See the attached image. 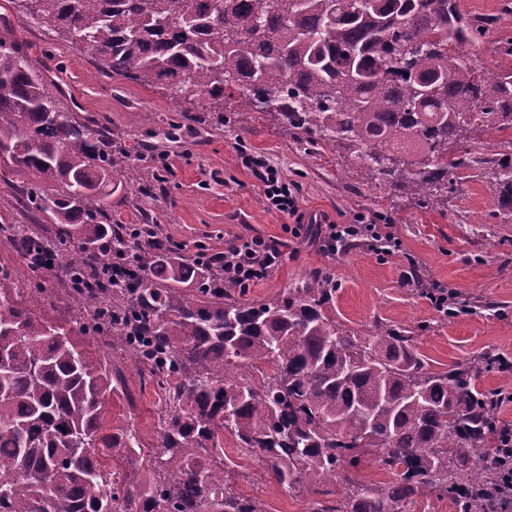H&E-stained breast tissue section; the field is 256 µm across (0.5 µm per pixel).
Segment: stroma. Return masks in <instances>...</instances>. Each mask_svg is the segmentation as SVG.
Segmentation results:
<instances>
[{
    "instance_id": "1",
    "label": "stroma",
    "mask_w": 512,
    "mask_h": 512,
    "mask_svg": "<svg viewBox=\"0 0 512 512\" xmlns=\"http://www.w3.org/2000/svg\"><path fill=\"white\" fill-rule=\"evenodd\" d=\"M0 14L14 40L46 70L61 72L63 107L104 118L112 131L138 139L146 161L164 175L162 186L148 196L131 184L120 186L111 197L113 222L152 218L161 238L190 255L201 248L220 252L253 237L280 241L279 268L248 288L247 299L272 300L289 284L323 275L336 284L339 322L361 335L377 320L412 328L430 369L444 371L487 350L512 359V212L498 213L490 178L458 180L448 193L447 208H419L389 188L363 182L330 149L308 150L301 139L283 131L276 114H256L243 126L217 123L215 113L193 108L168 89L100 73L93 58L16 14L8 0H0ZM179 112L193 116L181 138L158 141L156 132ZM246 154L267 157L283 179L298 184V215L267 207L259 181L242 162ZM315 213L334 224L353 223L359 214L377 217L394 226L400 249L383 256L358 241L336 254L324 253L290 232L298 216ZM0 264L28 287L45 288L54 317L69 321L71 309L59 275L31 276L4 240ZM412 265L428 283L469 301L470 310L443 317L404 280ZM87 349L120 377L112 398L113 424L135 427L146 444H156L160 391L107 340L89 342ZM224 454L243 476L239 491L260 496L268 512H306V495L274 483L261 462L238 452L232 438H225Z\"/></svg>"
}]
</instances>
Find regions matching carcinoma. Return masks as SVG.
<instances>
[{"label": "carcinoma", "mask_w": 512, "mask_h": 512, "mask_svg": "<svg viewBox=\"0 0 512 512\" xmlns=\"http://www.w3.org/2000/svg\"><path fill=\"white\" fill-rule=\"evenodd\" d=\"M14 10L101 70L164 85L201 109L237 93L243 124L275 106L292 135L316 134L365 182L423 209L448 204L467 169L512 211V153L473 154L486 129L512 128V68L478 74L468 48L498 17L460 0H10ZM140 144L64 110L47 76L0 21V175L27 176L25 208L44 234L0 207V238L30 273L67 282L72 325L55 323L45 289L0 266V512H267L238 488L224 435L278 485L309 493L308 512H409L418 499L484 512L509 479L486 352L425 368L410 328L361 336L336 320L327 276L267 302L202 265L144 223L112 224V175L147 192L163 182ZM135 251L134 271L112 260ZM102 336L162 391L158 444L108 425L117 385L73 340ZM139 469L124 470L134 458ZM370 461L388 482L357 478ZM344 485L336 496V484Z\"/></svg>", "instance_id": "1"}]
</instances>
